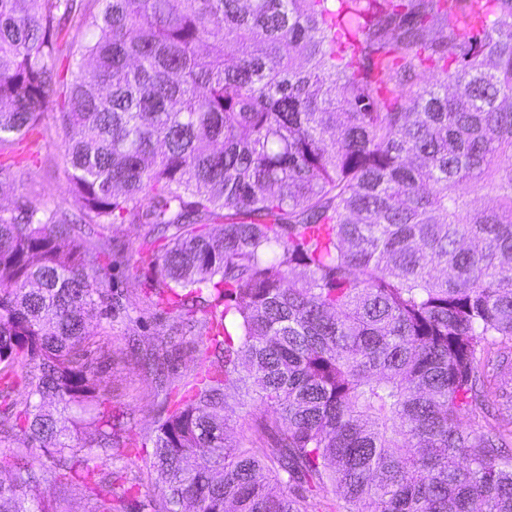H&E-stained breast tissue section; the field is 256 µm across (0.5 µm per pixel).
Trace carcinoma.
I'll return each instance as SVG.
<instances>
[{"mask_svg": "<svg viewBox=\"0 0 512 512\" xmlns=\"http://www.w3.org/2000/svg\"><path fill=\"white\" fill-rule=\"evenodd\" d=\"M49 112L83 212L0 206V512H126L139 460L149 512H512V0H0V151ZM126 223L206 361L139 442L89 331ZM228 404L230 407L229 414H232V418L228 426V434L232 439L240 440L243 434H248L246 432V423L251 419L253 414L259 412L260 406L258 403H255L250 408L241 409V407L238 406L231 398L228 399ZM231 409L234 413L231 412Z\"/></svg>", "mask_w": 512, "mask_h": 512, "instance_id": "carcinoma-1", "label": "carcinoma"}]
</instances>
